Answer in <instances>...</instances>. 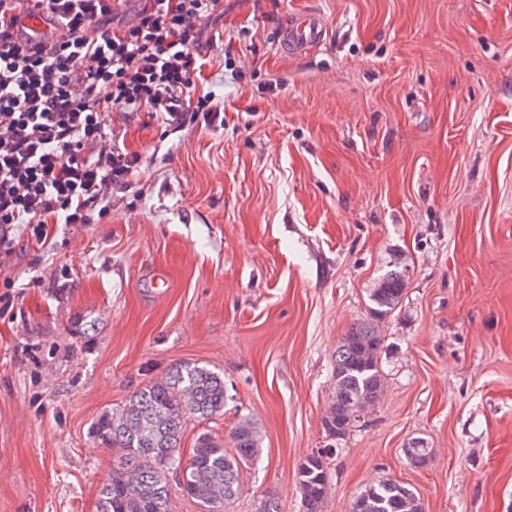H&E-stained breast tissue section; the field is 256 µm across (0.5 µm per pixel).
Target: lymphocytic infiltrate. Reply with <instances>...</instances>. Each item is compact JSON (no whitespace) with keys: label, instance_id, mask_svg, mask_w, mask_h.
<instances>
[{"label":"lymphocytic infiltrate","instance_id":"obj_1","mask_svg":"<svg viewBox=\"0 0 512 512\" xmlns=\"http://www.w3.org/2000/svg\"><path fill=\"white\" fill-rule=\"evenodd\" d=\"M0 0V273L20 238L47 246L59 225L88 224L141 166L114 119L211 126L224 110L201 93L224 0ZM45 14L49 36L22 17Z\"/></svg>","mask_w":512,"mask_h":512}]
</instances>
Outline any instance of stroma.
I'll return each mask as SVG.
<instances>
[{"label":"stroma","instance_id":"35a3bbf8","mask_svg":"<svg viewBox=\"0 0 512 512\" xmlns=\"http://www.w3.org/2000/svg\"><path fill=\"white\" fill-rule=\"evenodd\" d=\"M314 9L324 40L281 53L288 14ZM222 32L205 77L223 124L117 122L141 156L131 189L11 273L0 512H96L115 453L93 422L183 362L228 395L188 419L183 457L241 417L260 428L230 512L269 494L302 512L319 448L324 512L383 479L426 512H512V0H224ZM397 257L384 391L329 439L336 346ZM303 512H323L329 492L326 454L317 450L306 456L298 471Z\"/></svg>","mask_w":512,"mask_h":512}]
</instances>
